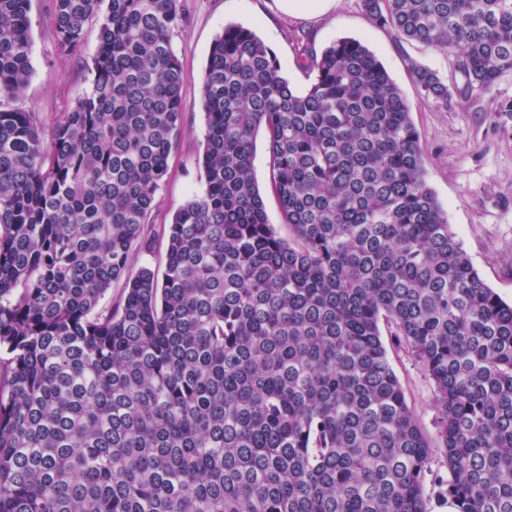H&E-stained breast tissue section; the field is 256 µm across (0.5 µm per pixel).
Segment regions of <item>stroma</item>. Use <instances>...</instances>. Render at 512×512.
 Segmentation results:
<instances>
[{
    "label": "stroma",
    "mask_w": 512,
    "mask_h": 512,
    "mask_svg": "<svg viewBox=\"0 0 512 512\" xmlns=\"http://www.w3.org/2000/svg\"><path fill=\"white\" fill-rule=\"evenodd\" d=\"M181 5L185 21L172 42L184 72V133L156 196L149 226L151 248L137 254L136 267L163 272L172 217L204 189L206 124L200 78L213 40L233 24L254 30L273 50L291 84L301 89L307 85L296 65L302 46L319 51L340 38L363 41L410 104L427 181L448 213L451 231L481 279L512 303V109H503L504 104L512 106V72L504 73L490 89L457 93L461 77L454 53L396 42L390 30L364 15L359 0H339L335 10L319 19L284 15L276 0H181ZM28 16L32 76L18 105L49 120L67 111L88 88L82 63L96 53L99 24H87L83 59L77 62L57 51L53 0H31ZM410 59L436 70L452 86L447 108L420 94L406 66ZM388 353L409 405L427 431H434V390L424 368L404 349L392 347Z\"/></svg>",
    "instance_id": "stroma-1"
}]
</instances>
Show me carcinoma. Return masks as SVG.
I'll list each match as a JSON object with an SVG mask.
<instances>
[{"label":"carcinoma","instance_id":"cac0c4a2","mask_svg":"<svg viewBox=\"0 0 512 512\" xmlns=\"http://www.w3.org/2000/svg\"><path fill=\"white\" fill-rule=\"evenodd\" d=\"M397 42L452 50L465 89L512 71V0H360ZM30 0H0V512H512V304L426 178L410 105L363 42L284 75L229 25L201 75L205 189L165 271L134 268L183 132L181 0H54L89 88L15 106ZM424 97L450 88L413 59ZM264 133L282 237L253 172ZM122 284L119 305L101 301ZM435 389L430 435L380 324Z\"/></svg>","mask_w":512,"mask_h":512}]
</instances>
